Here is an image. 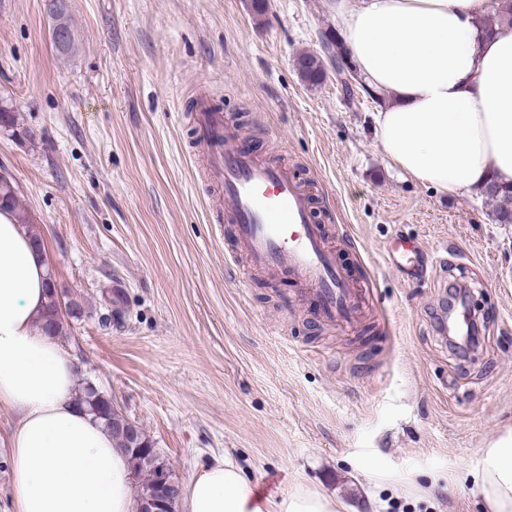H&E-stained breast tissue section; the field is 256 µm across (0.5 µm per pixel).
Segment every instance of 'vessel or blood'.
<instances>
[{
    "mask_svg": "<svg viewBox=\"0 0 512 512\" xmlns=\"http://www.w3.org/2000/svg\"><path fill=\"white\" fill-rule=\"evenodd\" d=\"M191 122L207 151L206 176L224 192V219L234 226L248 269L299 281L326 320L356 321L361 290L327 245L309 187L288 167L234 147L223 113L209 105L199 104ZM385 255L403 278L420 279L429 271L408 237L387 240Z\"/></svg>",
    "mask_w": 512,
    "mask_h": 512,
    "instance_id": "obj_1",
    "label": "vessel or blood"
}]
</instances>
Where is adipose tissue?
Masks as SVG:
<instances>
[{"label": "adipose tissue", "mask_w": 512, "mask_h": 512, "mask_svg": "<svg viewBox=\"0 0 512 512\" xmlns=\"http://www.w3.org/2000/svg\"><path fill=\"white\" fill-rule=\"evenodd\" d=\"M489 0H333L350 61L391 94L374 115L389 161L451 196L512 185V25L482 36ZM47 266L28 233L0 211V406L9 438L16 512H137L132 471L111 433L76 403L63 347L39 328ZM482 512H512V433L482 449L470 489ZM187 512H340L296 479L288 493L255 492L231 457L189 481Z\"/></svg>", "instance_id": "obj_1"}]
</instances>
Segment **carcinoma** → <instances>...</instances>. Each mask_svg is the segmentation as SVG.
<instances>
[{"mask_svg":"<svg viewBox=\"0 0 512 512\" xmlns=\"http://www.w3.org/2000/svg\"><path fill=\"white\" fill-rule=\"evenodd\" d=\"M512 24V4H499L496 12L485 17L480 22L481 33L488 36L492 33L493 27L503 24ZM296 66L302 81L316 87L324 82V63L321 55L316 52L304 51L297 55ZM19 124L17 112L9 103L0 104V128L14 129ZM487 196L498 201L495 210V217L501 224H512V186H495ZM9 208L16 223L30 234L32 238L39 241L42 239L41 233L36 227V219L25 206L20 198V193L16 192L12 186L7 183H0V210ZM65 305L67 309L80 308V305L67 298V293L57 288L50 289L47 312L43 318V330L55 337L63 334L65 326L68 325L67 318L73 317V314L66 313L61 316L59 313L60 305ZM79 403L86 412L92 417L102 422V424L112 433V441L117 448H127V456L132 472L135 474L138 488H146L152 484L156 475L157 465L164 462L154 448L152 441L144 431H139V438L131 440L121 427L115 424V414L112 410L106 408V400L102 399V391L94 390L89 387V381H83Z\"/></svg>","mask_w":512,"mask_h":512,"instance_id":"carcinoma-1","label":"carcinoma"}]
</instances>
